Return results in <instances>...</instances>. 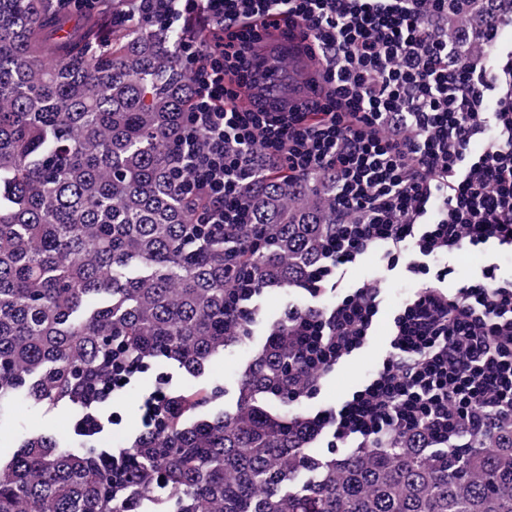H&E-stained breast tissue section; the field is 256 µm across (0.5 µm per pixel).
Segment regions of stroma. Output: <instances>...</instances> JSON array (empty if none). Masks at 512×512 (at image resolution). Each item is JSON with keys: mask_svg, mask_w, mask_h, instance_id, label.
Here are the masks:
<instances>
[{"mask_svg": "<svg viewBox=\"0 0 512 512\" xmlns=\"http://www.w3.org/2000/svg\"><path fill=\"white\" fill-rule=\"evenodd\" d=\"M383 278V303L375 334L369 345L342 361L320 382L313 398L295 404V411L306 416H314L318 411L336 405L357 390L372 374L376 364L387 352L385 341L386 323L395 307L413 292L414 282L403 271L384 273L380 254H373L354 266L349 274L350 282ZM336 300L335 294L312 299L303 289L266 288L248 301L253 319L251 336L244 341L231 343L223 355L213 358L201 376L210 386L224 390L221 406L233 408L236 391L242 373L253 355L255 347L263 342L271 328L283 317L289 306L306 307L317 305L327 307ZM189 374L166 360L151 363L149 368L137 373L132 380L119 389L112 403L102 406V414L107 415L99 433L100 439L118 449L125 445L135 429L141 428L144 405L157 392L169 391L192 383ZM75 413H56L33 405L25 398H16L12 403L11 420L0 424V452L9 453L22 438L32 431H47L66 438L75 437Z\"/></svg>", "mask_w": 512, "mask_h": 512, "instance_id": "obj_1", "label": "stroma"}]
</instances>
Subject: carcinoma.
<instances>
[{
	"label": "carcinoma",
	"mask_w": 512,
	"mask_h": 512,
	"mask_svg": "<svg viewBox=\"0 0 512 512\" xmlns=\"http://www.w3.org/2000/svg\"><path fill=\"white\" fill-rule=\"evenodd\" d=\"M139 0H0V422L23 395L79 409L80 440L28 434L0 455V512H512V418L487 443L428 452L424 430L328 460L288 399V317L254 350L234 409L213 392L167 395L114 452L93 439L112 375L167 359L198 377L248 329L224 324L230 277L291 288L336 224L329 173L260 172L253 223L199 224L204 199L174 151L193 96L172 31ZM483 0L453 20L478 42Z\"/></svg>",
	"instance_id": "obj_1"
}]
</instances>
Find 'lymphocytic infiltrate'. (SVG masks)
<instances>
[{"label":"lymphocytic infiltrate","mask_w":512,"mask_h":512,"mask_svg":"<svg viewBox=\"0 0 512 512\" xmlns=\"http://www.w3.org/2000/svg\"><path fill=\"white\" fill-rule=\"evenodd\" d=\"M470 2L151 0L167 26L195 11L213 21L207 48L178 46L196 93L179 158L189 190L208 200L201 223H250L243 187L262 169L333 175L336 230L303 288L337 298L288 312L292 372L308 377L304 388L289 387V401L313 396L372 336L382 293L366 281L345 286L349 268L378 251L387 271L403 269L417 282L370 379L309 418L311 432L328 433L334 448L353 440L383 448L421 428L451 445L465 434L491 436L512 417V275L492 262L448 284L446 259L457 250L491 243L512 251V107L485 111L496 83L461 52L464 32L452 37L438 25ZM246 23L287 27L307 54L326 60L306 98L286 109L261 99L227 107L233 84L252 74Z\"/></svg>","instance_id":"obj_1"}]
</instances>
